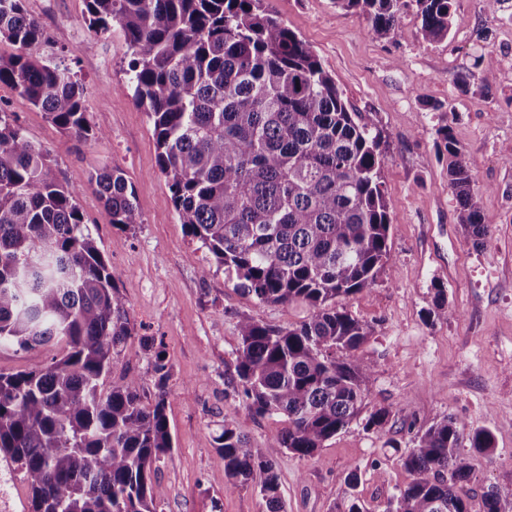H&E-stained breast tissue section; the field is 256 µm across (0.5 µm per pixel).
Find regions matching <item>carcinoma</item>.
Returning a JSON list of instances; mask_svg holds the SVG:
<instances>
[{"label":"carcinoma","instance_id":"1","mask_svg":"<svg viewBox=\"0 0 512 512\" xmlns=\"http://www.w3.org/2000/svg\"><path fill=\"white\" fill-rule=\"evenodd\" d=\"M370 20L372 35L404 38L406 0H335ZM422 40L448 38L453 0H412ZM89 27L123 29L128 86L147 112L173 205L187 234L216 268L262 303L303 302L296 324L238 323L240 346L227 387L257 416L288 427L254 448L224 412L214 447L232 483H257L267 512H286L276 461L315 456L360 413L372 368L359 356L371 328L336 300L371 286L393 263L392 219L381 182L378 135L358 121L312 49L266 0H86ZM0 84L11 86L69 136L95 135L83 88L54 54L24 0H0ZM448 156L458 223L475 244L491 230L462 148L437 130ZM111 224L141 223L125 172L91 176ZM50 156L0 109V349L53 343L47 364L0 372V457L23 476L30 512H158L153 465L171 453L166 415L170 369L153 359L156 392L141 378L110 382L133 338L125 302ZM477 454L494 449L489 429L465 434L452 416L423 424L401 456L413 480L386 512H470L463 487ZM482 512H512V485L483 493Z\"/></svg>","mask_w":512,"mask_h":512}]
</instances>
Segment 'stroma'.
<instances>
[{
    "label": "stroma",
    "instance_id": "obj_1",
    "mask_svg": "<svg viewBox=\"0 0 512 512\" xmlns=\"http://www.w3.org/2000/svg\"><path fill=\"white\" fill-rule=\"evenodd\" d=\"M278 18L304 40L335 79L360 121L381 133L383 189L392 217L394 266L373 285L338 305L372 329L359 354L373 368L370 392L356 419L317 455L277 459L287 512H343L345 477L357 471L356 492L368 512H383L410 474L399 458L414 445L415 423L443 416L467 429H488L495 450L460 455L474 467L464 491L471 512L482 494L512 484V15H489L482 0H454L447 39L430 44L418 33L414 5L400 14L399 42L376 40L365 15L334 0H268ZM47 31L55 57L83 85L94 137L77 142L45 112L0 86V107L29 139L47 149L57 178L78 192L77 203L112 270L135 338L112 368L154 388L151 352L141 338L162 340L171 369L166 413L171 456L156 464L158 512H266L256 486L224 476L213 438L224 412L263 448L286 426L278 415L256 416L225 395L224 382L240 345L238 322L288 325L307 305H270L236 289L179 223L157 162L152 124L127 88L128 49L119 25L104 34L88 24L85 0H25ZM493 72L488 88L461 90L464 73ZM450 125L468 161L491 234L473 244L457 222L447 158L436 130ZM106 166L124 170L142 211L141 224L121 229L90 185ZM444 289L451 318L429 317ZM387 408L383 430L365 429L371 412Z\"/></svg>",
    "mask_w": 512,
    "mask_h": 512
}]
</instances>
